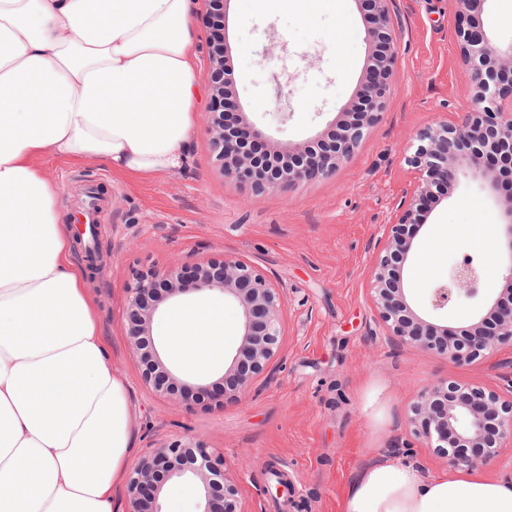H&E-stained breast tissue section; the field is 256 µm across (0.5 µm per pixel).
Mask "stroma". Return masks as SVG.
<instances>
[{
    "mask_svg": "<svg viewBox=\"0 0 512 512\" xmlns=\"http://www.w3.org/2000/svg\"><path fill=\"white\" fill-rule=\"evenodd\" d=\"M389 9L398 60L385 109L325 179L258 193L225 178L202 108L179 171L132 177L93 160L42 162L66 226L74 224L81 190H101V259L90 265L80 248L73 259L90 276L86 288L100 333L129 393L134 456L154 443L200 441L223 458L246 512H280L268 493L278 469L296 498L307 500L308 512H341L348 481L384 454L428 472L447 470L445 458L410 434V404L439 379L501 390L512 382L507 348L487 362L458 365L391 345L369 299L371 244L413 179L405 162L412 134L463 120L470 104V77L455 37L456 0H390ZM366 20L360 0H341L333 12H265L254 0H233L227 36L236 95L270 149L305 143L356 104L374 53ZM272 40L285 43L284 55L265 56ZM500 222L498 202L480 184L454 183L418 236L433 256L405 281L413 301L425 305L467 255L483 266L487 295H499ZM178 254L242 259L283 292L279 351L241 401L218 406L156 396L129 354L126 288L136 271L164 267Z\"/></svg>",
    "mask_w": 512,
    "mask_h": 512,
    "instance_id": "35a3bbf8",
    "label": "stroma"
}]
</instances>
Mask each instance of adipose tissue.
Here are the masks:
<instances>
[{"mask_svg": "<svg viewBox=\"0 0 512 512\" xmlns=\"http://www.w3.org/2000/svg\"><path fill=\"white\" fill-rule=\"evenodd\" d=\"M190 15L191 0H0V512H121L128 391L40 161L180 169L202 96ZM233 323L224 301L174 302L159 351L207 377ZM342 512H512V477L383 456Z\"/></svg>", "mask_w": 512, "mask_h": 512, "instance_id": "obj_1", "label": "adipose tissue"}]
</instances>
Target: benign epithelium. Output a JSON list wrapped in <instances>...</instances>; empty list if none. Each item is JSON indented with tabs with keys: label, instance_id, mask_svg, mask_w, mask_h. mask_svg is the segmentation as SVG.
<instances>
[{
	"label": "benign epithelium",
	"instance_id": "benign-epithelium-1",
	"mask_svg": "<svg viewBox=\"0 0 512 512\" xmlns=\"http://www.w3.org/2000/svg\"><path fill=\"white\" fill-rule=\"evenodd\" d=\"M205 2L211 87L207 122L224 177L266 191L334 174L384 108L396 68L398 39L388 0H366L371 8L366 38L377 46V53L362 93L364 110L339 130L285 153L255 152L265 133L246 126L243 113L236 112L234 73L225 40L231 0ZM487 2L458 0L466 18L455 35L462 64L471 76L472 107L462 124L444 121L415 135L414 151L406 157L415 174L414 187L374 244L376 262L370 287L377 317L392 345H410L466 364L489 359L506 345L512 347V192L500 200L505 288L484 301L477 318L460 327L428 321L408 298L404 268L431 205L439 201L445 188L465 176L497 195L502 190L503 170L512 168V44L497 43L491 32L473 22L472 15L481 12ZM481 279L473 257H463L448 280L433 289L428 307L448 309L461 296H479ZM211 290L222 291L235 305L242 342L219 380L182 382L163 360L151 324L169 300L189 291ZM284 305L281 288L238 258L202 262L177 257L164 270L148 268L136 273L127 288L129 351L139 364L144 384L160 396L216 402L230 396L240 401L278 353ZM507 392L506 397L488 387L440 379L418 394L406 423L410 433L436 449L449 466L486 464L501 449L512 447V383ZM195 479L201 484L199 512H246L224 462L191 439L154 444L138 459L125 479L127 512H161L160 497L167 483Z\"/></svg>",
	"mask_w": 512,
	"mask_h": 512
}]
</instances>
